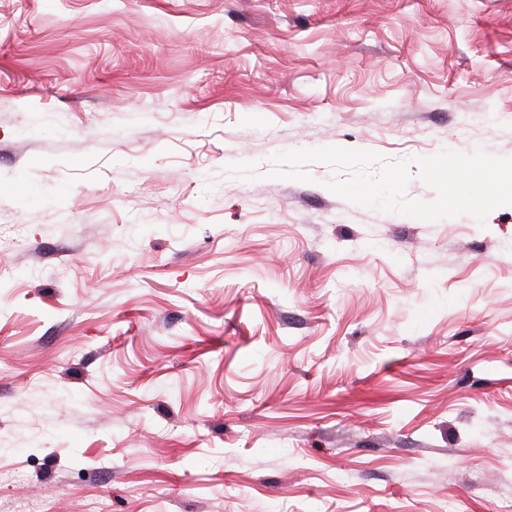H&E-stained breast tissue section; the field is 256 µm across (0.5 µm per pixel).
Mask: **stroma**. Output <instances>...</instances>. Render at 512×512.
Segmentation results:
<instances>
[{"label":"stroma","mask_w":512,"mask_h":512,"mask_svg":"<svg viewBox=\"0 0 512 512\" xmlns=\"http://www.w3.org/2000/svg\"><path fill=\"white\" fill-rule=\"evenodd\" d=\"M478 146L512 0H0V512H512V208L269 176Z\"/></svg>","instance_id":"1"}]
</instances>
